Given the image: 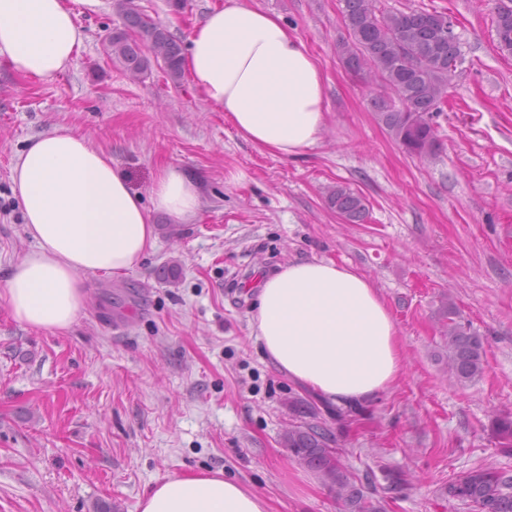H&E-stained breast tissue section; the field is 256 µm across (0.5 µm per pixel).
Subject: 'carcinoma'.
<instances>
[{
    "instance_id": "cac0c4a2",
    "label": "carcinoma",
    "mask_w": 512,
    "mask_h": 512,
    "mask_svg": "<svg viewBox=\"0 0 512 512\" xmlns=\"http://www.w3.org/2000/svg\"><path fill=\"white\" fill-rule=\"evenodd\" d=\"M123 27L108 35L105 50L132 78L140 79L157 65L173 84L183 78L180 43L160 22L139 10L133 0H114ZM493 23L500 48L512 53V6H496ZM342 24L347 37L338 47L344 67L356 74L378 75L384 91L372 99L381 122L410 155L427 156L439 148L433 114L443 111L450 71L462 62L460 42L448 27V15L438 11H392L376 14L373 0H344ZM328 207L348 224L368 214L366 198L338 184L326 195ZM439 319L448 328V377L460 386L479 380L486 370L484 341L462 323L455 301L443 297ZM300 422L284 432L282 441L303 464L319 473L343 500L346 512H379L368 507L367 494L391 493L403 479L360 477L343 467L333 433L319 421L312 401H291ZM496 434L502 447H512V412L497 415ZM448 499L464 502L476 512H512V471L477 466L448 481Z\"/></svg>"
}]
</instances>
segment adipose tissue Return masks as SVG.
<instances>
[{
	"mask_svg": "<svg viewBox=\"0 0 512 512\" xmlns=\"http://www.w3.org/2000/svg\"><path fill=\"white\" fill-rule=\"evenodd\" d=\"M84 34L70 0H0V60L17 75L63 72ZM191 85L261 151L293 158L325 124V77L303 41L245 0H225L192 27L182 61ZM11 191L35 248L0 280L14 318L45 331L76 320L86 274L134 268L156 243L153 213L197 219L202 198L182 171L163 166L141 197L85 136L55 130L30 139L11 167ZM251 324L289 379L341 405L368 402L401 377L394 319L369 279L332 260H294L264 275ZM140 512H268L266 500L219 472L171 476Z\"/></svg>",
	"mask_w": 512,
	"mask_h": 512,
	"instance_id": "1",
	"label": "adipose tissue"
}]
</instances>
